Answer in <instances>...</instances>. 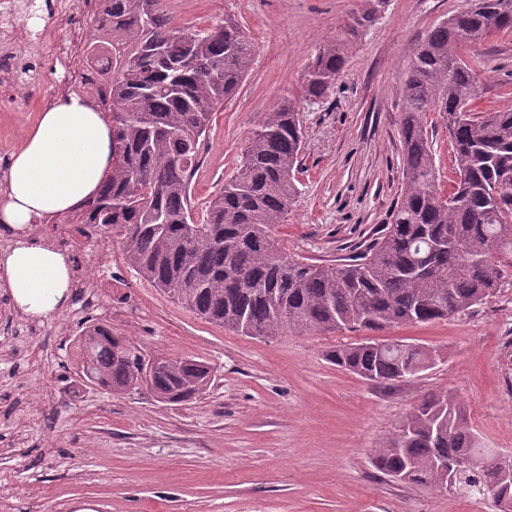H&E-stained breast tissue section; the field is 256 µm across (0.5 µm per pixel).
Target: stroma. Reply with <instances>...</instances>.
Masks as SVG:
<instances>
[{
	"label": "stroma",
	"instance_id": "stroma-1",
	"mask_svg": "<svg viewBox=\"0 0 512 512\" xmlns=\"http://www.w3.org/2000/svg\"><path fill=\"white\" fill-rule=\"evenodd\" d=\"M462 0H386L349 38L360 0H164L179 24L237 20L256 45L238 92L214 112L192 186L201 212L235 171L251 131L283 99L305 129L299 194L276 233L288 254L337 264L381 231L402 185L400 79L412 48ZM40 42L22 50L42 92L0 95V168L38 112L64 90L56 48L88 37V14L41 11ZM351 39L349 59L319 103L303 75L324 45ZM484 108L512 107V33L468 53ZM90 282L95 306L47 318L18 311L0 289V512H494L490 501L396 481L371 463L422 401L464 404L482 447L512 453V274L463 312L413 327L245 336L200 318L128 267L112 236L104 267L97 236L32 231ZM170 358L208 363L207 392L170 405L148 392L114 395L82 384L73 339L87 321ZM367 340L438 350L431 368L373 384L331 363L336 346Z\"/></svg>",
	"mask_w": 512,
	"mask_h": 512
}]
</instances>
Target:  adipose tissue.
<instances>
[{
  "label": "adipose tissue",
  "mask_w": 512,
  "mask_h": 512,
  "mask_svg": "<svg viewBox=\"0 0 512 512\" xmlns=\"http://www.w3.org/2000/svg\"><path fill=\"white\" fill-rule=\"evenodd\" d=\"M111 171L109 115L67 96L38 113L0 172V225L16 235L0 249V284L24 314L55 313L71 286L65 255L30 239L29 229L92 199Z\"/></svg>",
  "instance_id": "1"
}]
</instances>
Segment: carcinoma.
Returning <instances> with one entry per match:
<instances>
[{"mask_svg": "<svg viewBox=\"0 0 512 512\" xmlns=\"http://www.w3.org/2000/svg\"><path fill=\"white\" fill-rule=\"evenodd\" d=\"M383 0H363L349 34L371 23ZM35 0L3 15L27 24ZM84 64L109 59L98 83L112 119V174L98 195L67 216L122 237L127 265L202 318L245 336H282L361 328L379 331L446 319L482 303L512 271V110L477 106L479 73L466 52L512 32V0H464L412 50L401 78L399 138L403 182L389 222L341 264L288 255L275 235L297 197L295 172L304 132L297 102L266 114L248 138L224 187L196 215L190 188L211 116L247 76L255 45L231 19L207 28L175 23L163 0H97ZM348 59L344 40L319 50L304 75L309 102L323 99ZM448 128L451 176L443 185L427 115ZM76 374L113 394L147 389L168 404L206 392L213 369L190 357L146 353L112 325L92 322L73 340ZM328 359L385 384L428 369L436 351L410 343L365 342ZM478 446L464 406L432 398L409 412L373 451L374 467L404 482L492 500L512 512V476L469 460ZM453 470L443 480L439 464Z\"/></svg>", "mask_w": 512, "mask_h": 512, "instance_id": "cac0c4a2", "label": "carcinoma"}]
</instances>
